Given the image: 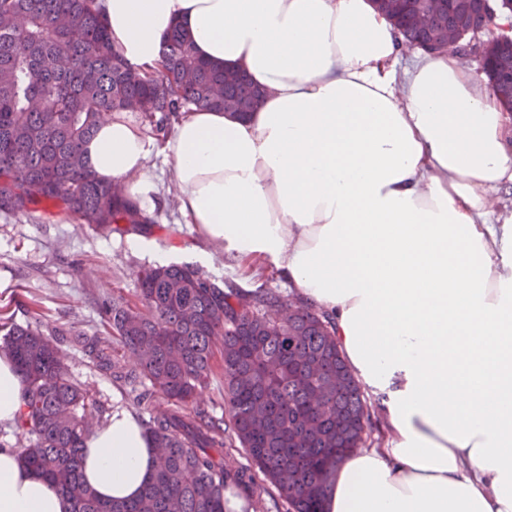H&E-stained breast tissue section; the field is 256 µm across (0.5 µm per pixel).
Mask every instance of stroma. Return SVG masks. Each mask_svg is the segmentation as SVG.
I'll use <instances>...</instances> for the list:
<instances>
[{
  "instance_id": "obj_1",
  "label": "stroma",
  "mask_w": 512,
  "mask_h": 512,
  "mask_svg": "<svg viewBox=\"0 0 512 512\" xmlns=\"http://www.w3.org/2000/svg\"><path fill=\"white\" fill-rule=\"evenodd\" d=\"M148 171L160 197L152 212L156 227L150 239L155 247L199 246L193 225L178 209L170 164L154 156ZM150 263L149 255L130 247L128 235L74 223L59 209L30 216L0 212V280L9 283L0 291V336L12 325L28 324L54 339L72 376L99 401L92 423L103 421L114 406L133 408V395L100 370L73 336L103 333L101 302L116 291L135 298L136 273Z\"/></svg>"
}]
</instances>
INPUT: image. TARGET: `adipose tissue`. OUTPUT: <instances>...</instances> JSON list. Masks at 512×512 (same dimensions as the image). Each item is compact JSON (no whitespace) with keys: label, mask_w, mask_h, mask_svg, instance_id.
<instances>
[{"label":"adipose tissue","mask_w":512,"mask_h":512,"mask_svg":"<svg viewBox=\"0 0 512 512\" xmlns=\"http://www.w3.org/2000/svg\"><path fill=\"white\" fill-rule=\"evenodd\" d=\"M110 42L160 71L173 27L204 60L263 90L253 112L183 113L157 138L105 116L84 152L96 178L145 210L170 163L207 264L218 245L243 277L271 266L325 311L386 438L337 467L321 512H512V113L454 51L401 68V35L374 0H96ZM25 386L0 355V425ZM83 476L135 498L155 461L143 422L116 409L83 441ZM0 512H70L48 479L0 450Z\"/></svg>","instance_id":"ef3b65f1"}]
</instances>
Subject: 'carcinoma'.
<instances>
[{
	"label": "carcinoma",
	"mask_w": 512,
	"mask_h": 512,
	"mask_svg": "<svg viewBox=\"0 0 512 512\" xmlns=\"http://www.w3.org/2000/svg\"><path fill=\"white\" fill-rule=\"evenodd\" d=\"M94 0H0V195L15 187L18 205L0 198V211L29 214L63 208L99 231L146 234L153 220L117 183L96 180L83 146L100 120L134 100L156 132L181 112L224 110L239 116L261 97L247 77L225 88L224 69L198 58L192 42L173 29L163 68L144 79L111 47ZM427 0H382L404 42L423 46L457 26H478L480 6L466 0L437 6L428 24L413 15ZM483 70L512 109V44L487 53ZM137 299L118 294L105 304L109 335L87 340L99 366L128 384L145 426L160 448L153 473L135 500L104 501L83 481L80 460L97 400L58 361L57 344L29 326H13L0 345L26 385L17 422L30 444L24 466L56 483L73 512H224L229 487L254 497L257 479L269 483L293 512H319L323 487L345 458L371 444L377 405L367 401L339 349L332 321L307 303L288 320L267 311L285 298L270 288L250 294L229 280L218 284L189 265L149 267L137 274ZM136 356L131 370L105 350L111 343ZM224 366L227 417L190 415L215 355ZM226 448L245 450L254 468L224 469Z\"/></svg>",
	"instance_id": "1"
}]
</instances>
